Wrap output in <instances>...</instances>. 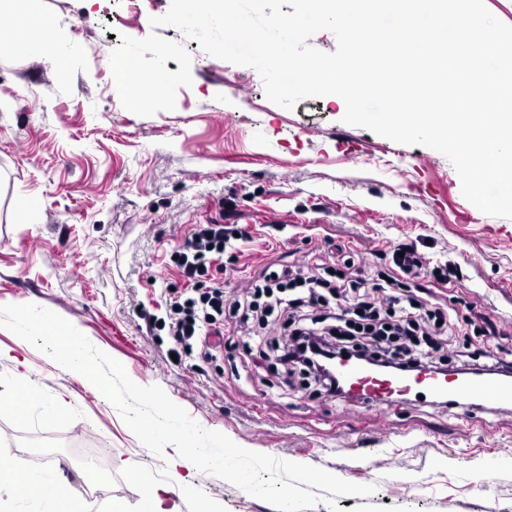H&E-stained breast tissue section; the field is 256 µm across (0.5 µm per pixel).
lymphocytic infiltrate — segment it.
I'll use <instances>...</instances> for the list:
<instances>
[{
	"mask_svg": "<svg viewBox=\"0 0 512 512\" xmlns=\"http://www.w3.org/2000/svg\"><path fill=\"white\" fill-rule=\"evenodd\" d=\"M237 247L229 225L197 224L185 235L174 259L188 281L207 276L212 263L222 261L226 250ZM168 330L185 351L209 355L210 337L220 335L225 315L241 319H268L287 315L288 336L280 346L279 360L287 375L302 372L327 395L333 385L319 373V348L340 352L396 357L415 370L433 365V353L446 344L457 326L442 309H425L410 290L395 278L347 275L334 279L320 271L307 273L282 269L265 274L245 296L226 298L218 285L193 287L170 302Z\"/></svg>",
	"mask_w": 512,
	"mask_h": 512,
	"instance_id": "f902f5d3",
	"label": "lymphocytic infiltrate"
}]
</instances>
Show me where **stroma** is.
<instances>
[{
    "label": "stroma",
    "mask_w": 512,
    "mask_h": 512,
    "mask_svg": "<svg viewBox=\"0 0 512 512\" xmlns=\"http://www.w3.org/2000/svg\"><path fill=\"white\" fill-rule=\"evenodd\" d=\"M171 0H37L53 32L0 47V305L34 303L71 322L143 386L159 385L200 426L238 445L374 486L340 496L417 512H512V409L448 408L420 398L384 408L288 387L270 329L224 322L209 357L174 355L164 300L185 281L171 255L196 224L222 221L250 236L214 271L227 296L266 267L307 269L333 241L355 266L393 271L413 243L423 293L460 327L451 347L489 352L512 372V218L479 211L451 162L343 123V100L269 102L259 73L203 52L170 26ZM65 67H57L58 53ZM173 82L132 109L114 66ZM0 348L24 357L44 393L25 419L0 412V437L19 460L53 459L60 480L92 507L139 502L119 477L164 462L85 379L7 329ZM63 398L69 415L45 417ZM104 447L105 481L69 448L74 431ZM168 512H276L207 474L169 482Z\"/></svg>",
    "instance_id": "1"
}]
</instances>
